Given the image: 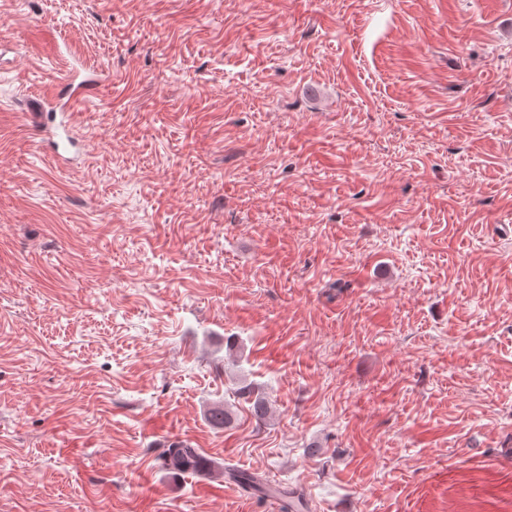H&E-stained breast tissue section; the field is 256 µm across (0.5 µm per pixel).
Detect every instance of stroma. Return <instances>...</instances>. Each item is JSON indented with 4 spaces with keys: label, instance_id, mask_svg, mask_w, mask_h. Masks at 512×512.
I'll use <instances>...</instances> for the list:
<instances>
[{
    "label": "stroma",
    "instance_id": "35a3bbf8",
    "mask_svg": "<svg viewBox=\"0 0 512 512\" xmlns=\"http://www.w3.org/2000/svg\"><path fill=\"white\" fill-rule=\"evenodd\" d=\"M0 43V512H268L228 467L512 512V0H0ZM78 78V76L76 77L73 74H70L60 82L53 85L51 89L45 91L42 98L38 101L40 111L51 112L53 110V102L63 89H67L70 92L69 97L73 99V104L75 105L93 89L97 82V80L92 76H85L77 82ZM45 121L43 128L46 132H50L52 128L61 127L64 132V137H61L59 140L50 141V137L48 138L54 153L64 161L69 160L70 158L66 157L64 154L68 153L71 149L78 150L79 139L76 136L73 127L69 123V120L66 121L61 120L59 124H56L57 114L55 116L51 115L49 118L47 115H44ZM162 466L171 472L205 475L212 469V462L204 459L198 448L186 441L171 442L162 456Z\"/></svg>",
    "mask_w": 512,
    "mask_h": 512
}]
</instances>
